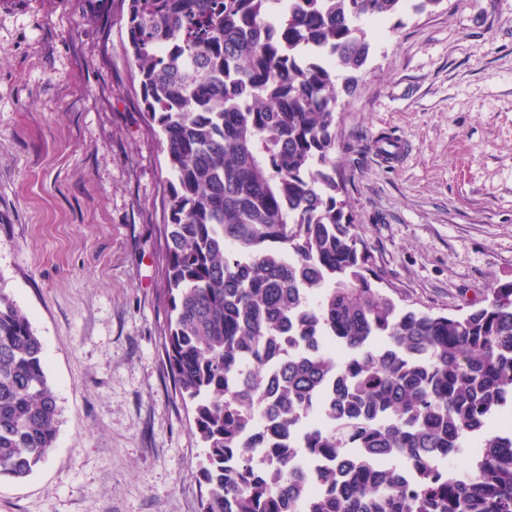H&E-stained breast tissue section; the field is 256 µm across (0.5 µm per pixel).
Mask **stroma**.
<instances>
[{"instance_id": "35a3bbf8", "label": "stroma", "mask_w": 512, "mask_h": 512, "mask_svg": "<svg viewBox=\"0 0 512 512\" xmlns=\"http://www.w3.org/2000/svg\"><path fill=\"white\" fill-rule=\"evenodd\" d=\"M123 0H0V293L60 410L0 512H200L203 448L162 348L164 148ZM341 93L345 213L400 304L459 314L512 280V0H440Z\"/></svg>"}]
</instances>
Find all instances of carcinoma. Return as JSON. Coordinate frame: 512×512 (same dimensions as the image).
Instances as JSON below:
<instances>
[{
  "mask_svg": "<svg viewBox=\"0 0 512 512\" xmlns=\"http://www.w3.org/2000/svg\"><path fill=\"white\" fill-rule=\"evenodd\" d=\"M280 2L127 0L168 161L164 350L200 512H512V430L487 429L512 411V281L458 315L404 307L337 200L363 24L440 0ZM58 416L42 341L0 294V478L48 459Z\"/></svg>",
  "mask_w": 512,
  "mask_h": 512,
  "instance_id": "obj_1",
  "label": "carcinoma"
}]
</instances>
